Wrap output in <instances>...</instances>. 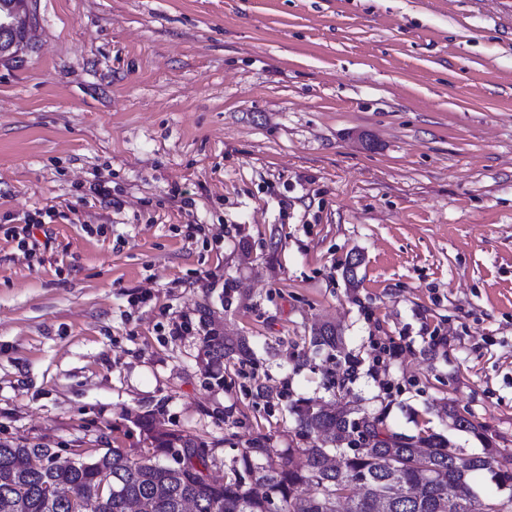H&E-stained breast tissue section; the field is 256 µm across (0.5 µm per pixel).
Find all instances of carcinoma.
I'll return each mask as SVG.
<instances>
[{"label":"carcinoma","mask_w":512,"mask_h":512,"mask_svg":"<svg viewBox=\"0 0 512 512\" xmlns=\"http://www.w3.org/2000/svg\"><path fill=\"white\" fill-rule=\"evenodd\" d=\"M201 351L206 370L224 382V360L251 355L248 340L204 321ZM309 343L341 351V334L323 324ZM304 400L291 406L306 447L276 450L271 438L252 439L224 479L208 475L221 441L180 430H159L155 418L138 419L151 448L132 455L119 448L72 449L74 465L53 464L56 450L40 443L0 441V512H512V467L499 458L512 452L485 442L465 455L430 434L409 438L392 432L383 415L352 417L342 403ZM452 425L476 437L474 416L448 410ZM485 474L495 494L483 509L473 480Z\"/></svg>","instance_id":"obj_1"}]
</instances>
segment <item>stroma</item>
Segmentation results:
<instances>
[{
    "mask_svg": "<svg viewBox=\"0 0 512 512\" xmlns=\"http://www.w3.org/2000/svg\"><path fill=\"white\" fill-rule=\"evenodd\" d=\"M34 4L0 225L58 215L37 257L0 233L1 441L136 454L152 413L220 439L219 479L341 380L394 432L480 452L453 409L512 450V0ZM207 316L253 350L220 384ZM309 343L312 346L327 347L336 352H341V334L335 326L330 324H322L314 328L309 338Z\"/></svg>",
    "mask_w": 512,
    "mask_h": 512,
    "instance_id": "35a3bbf8",
    "label": "stroma"
}]
</instances>
